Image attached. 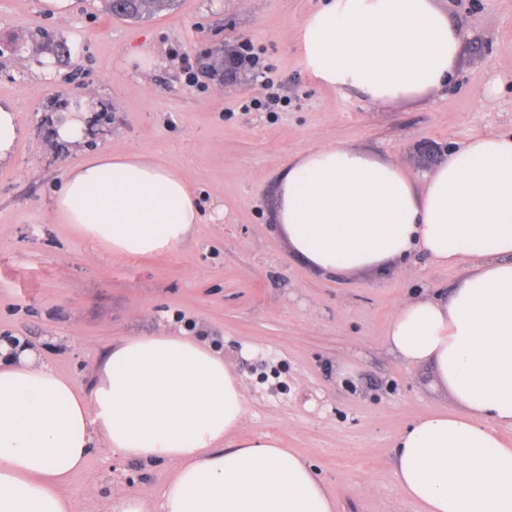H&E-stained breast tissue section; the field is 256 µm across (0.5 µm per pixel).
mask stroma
Instances as JSON below:
<instances>
[{
  "mask_svg": "<svg viewBox=\"0 0 512 512\" xmlns=\"http://www.w3.org/2000/svg\"><path fill=\"white\" fill-rule=\"evenodd\" d=\"M438 4L463 35L452 80L380 105L304 67L301 30L321 0H178L140 21L111 17L103 0H69L59 15L41 0H0V102L22 129L0 163V339H24L88 388L112 346L193 337L243 385L238 438L301 455L335 512H420L393 478L396 441L453 403L384 335L404 301L447 292L464 269L415 252L377 272L315 271L278 231L275 192L315 146L362 149L420 175L476 133L512 130V0ZM87 94L89 134L55 142L49 116ZM115 151L150 155L194 190L200 222L183 245L117 255L54 220L66 168ZM171 472L98 444L64 492L74 512H103L119 495L157 512Z\"/></svg>",
  "mask_w": 512,
  "mask_h": 512,
  "instance_id": "35a3bbf8",
  "label": "stroma"
}]
</instances>
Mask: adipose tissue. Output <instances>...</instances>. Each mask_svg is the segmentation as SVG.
Wrapping results in <instances>:
<instances>
[{"instance_id": "obj_1", "label": "adipose tissue", "mask_w": 512, "mask_h": 512, "mask_svg": "<svg viewBox=\"0 0 512 512\" xmlns=\"http://www.w3.org/2000/svg\"><path fill=\"white\" fill-rule=\"evenodd\" d=\"M462 35L435 0H324L302 29L304 64L321 82L386 104L441 89ZM95 106L53 113L54 139L79 142ZM54 219L117 254L184 243L200 213L189 186L147 156L115 153L69 166ZM277 223L290 252L325 274L384 268L415 250L464 276L449 293L404 302L386 345L432 366L454 409L401 434L392 471L422 512H512V131L471 136L423 181L398 162L336 145L285 168ZM244 391L223 358L175 334L132 338L85 389L0 341V512H74L63 492L94 439L128 458L174 466L161 512H335L307 461L255 438H226Z\"/></svg>"}]
</instances>
